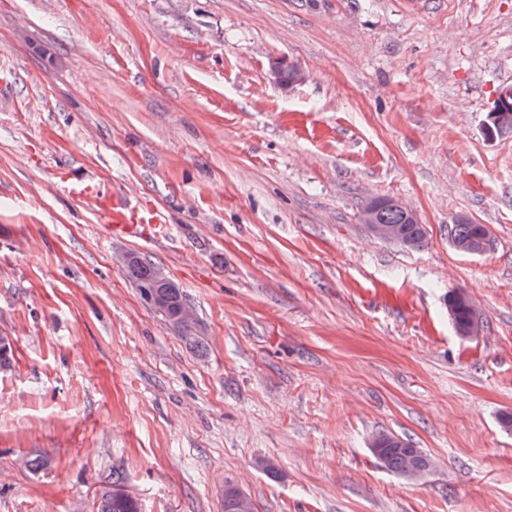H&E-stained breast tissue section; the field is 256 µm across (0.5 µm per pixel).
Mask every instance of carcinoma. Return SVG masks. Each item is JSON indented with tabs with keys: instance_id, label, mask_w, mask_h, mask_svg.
I'll return each mask as SVG.
<instances>
[{
	"instance_id": "carcinoma-1",
	"label": "carcinoma",
	"mask_w": 512,
	"mask_h": 512,
	"mask_svg": "<svg viewBox=\"0 0 512 512\" xmlns=\"http://www.w3.org/2000/svg\"><path fill=\"white\" fill-rule=\"evenodd\" d=\"M484 129L486 136L490 138L504 130L512 129V95L495 102L493 110L487 115ZM380 222L398 225L402 234L409 240L412 250H421L427 244L424 225L407 223L404 212L395 206L386 204L382 207ZM485 231V225L475 224L467 218L458 217L451 224L450 239L453 242H475L483 238ZM158 268L159 265L137 255L125 266V272L137 288L141 298L148 300L157 295L167 297V307L161 316L176 329L189 349L198 353L204 352L206 346L202 337L198 334L193 336L187 334L177 322V317L183 305L186 304L182 289L178 286L172 288L160 282L156 276ZM473 317L474 313L469 307L462 304L454 306L450 320L455 332H466ZM12 361V339L9 336H0V372L10 371ZM374 442L378 446L384 463L392 472L400 473L409 467L426 472L431 466L427 455L413 447L407 439L381 434L374 439ZM98 512H140V507L136 500H114L104 496L99 502Z\"/></svg>"
}]
</instances>
